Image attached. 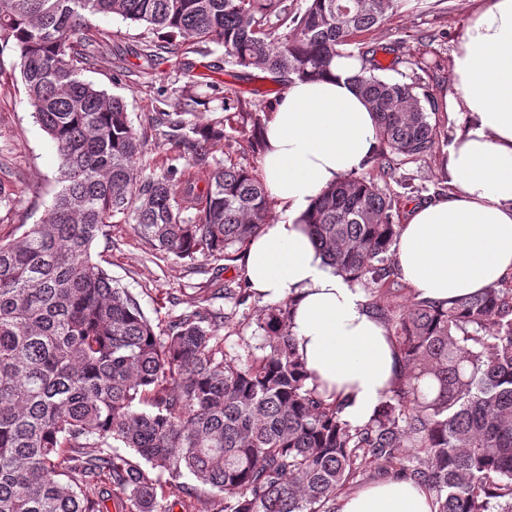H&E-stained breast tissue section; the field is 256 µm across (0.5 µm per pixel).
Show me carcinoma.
<instances>
[{
  "instance_id": "carcinoma-1",
  "label": "carcinoma",
  "mask_w": 512,
  "mask_h": 512,
  "mask_svg": "<svg viewBox=\"0 0 512 512\" xmlns=\"http://www.w3.org/2000/svg\"><path fill=\"white\" fill-rule=\"evenodd\" d=\"M279 37L264 22L285 0H0V45L17 66L35 122L54 142L57 191L44 218L0 239V512H337L376 475L434 493L432 512H512V280L448 307L401 283L390 191L351 176L302 219L333 268L371 305L401 357L399 380L363 427L308 386L288 302L257 319L262 344L226 349V316L192 310L155 331L137 299L94 258L114 223H132L162 261H215L271 218L260 179L217 166L224 121L182 96L156 123L179 141L180 166H135L142 135L123 99L83 78L111 39L90 19L118 15L162 35L139 48L144 70L214 44L227 62L289 85L336 57L362 64L359 91L379 116L381 151L417 159L437 131L416 83L381 76L407 63L402 42L352 37L411 0H308ZM246 305L245 288H222ZM126 452H120V449ZM196 484L179 483L184 475ZM182 496L169 500L168 489Z\"/></svg>"
}]
</instances>
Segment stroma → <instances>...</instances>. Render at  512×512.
I'll list each match as a JSON object with an SVG mask.
<instances>
[{
	"label": "stroma",
	"mask_w": 512,
	"mask_h": 512,
	"mask_svg": "<svg viewBox=\"0 0 512 512\" xmlns=\"http://www.w3.org/2000/svg\"><path fill=\"white\" fill-rule=\"evenodd\" d=\"M475 7V0H412L408 7L388 14L381 25L356 37L357 42L377 48L403 41L407 62L388 77L418 83L421 103L438 132L432 151L418 159H399L394 176H386L379 167L364 170L379 186L393 192L398 219H405L413 204L448 190L444 159L448 131L457 118L445 111L443 98L451 88L452 51ZM92 28L110 34L115 47L128 53V71L125 76H116L111 56L101 55L85 76L124 100L134 127L145 138L140 166L162 172L178 148L155 130L151 117L160 111L162 102L180 99L191 88L190 78L175 56L159 65L154 77L141 76L132 52L141 42L152 40L153 34L146 27L115 15H99L93 18ZM191 60L197 72L207 77L206 85L191 88L198 97V111L224 121V139L214 148L211 164H235L259 171L262 150L253 140V119L258 111L276 104L284 88L261 70L244 72L225 63L224 50L217 46L208 55H192ZM15 62L13 50L0 52V183L10 195L9 203H0V237L4 239L19 237L23 226L41 221L52 201L58 165L55 145L31 116ZM95 252L113 280L137 298L152 323L164 324L182 312L204 308L224 312L225 331L233 335L243 313L256 317L263 308L252 298L238 311L215 292L222 284L234 288L243 285L242 250H230L221 261L201 256L189 264L163 262L153 257L150 245L133 225L118 223L110 229L108 239L97 243Z\"/></svg>",
	"instance_id": "1"
}]
</instances>
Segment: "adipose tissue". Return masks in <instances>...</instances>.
Listing matches in <instances>:
<instances>
[{"instance_id":"obj_1","label":"adipose tissue","mask_w":512,"mask_h":512,"mask_svg":"<svg viewBox=\"0 0 512 512\" xmlns=\"http://www.w3.org/2000/svg\"><path fill=\"white\" fill-rule=\"evenodd\" d=\"M357 60L336 59L318 81L297 80L268 114L262 182L278 217L245 250L244 276L268 304L291 301L297 350L352 426L369 423L400 376L399 354L362 288L327 265L298 220L379 150L378 121L359 95ZM447 195L413 207L393 246L421 298L452 304L512 278V0L468 18L451 55ZM429 491L388 478L340 498L338 512H431Z\"/></svg>"}]
</instances>
